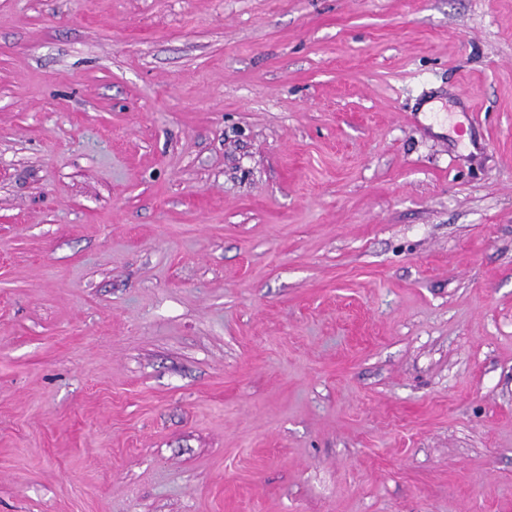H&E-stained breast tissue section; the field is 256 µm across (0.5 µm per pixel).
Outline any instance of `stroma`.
Segmentation results:
<instances>
[{"label": "stroma", "mask_w": 512, "mask_h": 512, "mask_svg": "<svg viewBox=\"0 0 512 512\" xmlns=\"http://www.w3.org/2000/svg\"><path fill=\"white\" fill-rule=\"evenodd\" d=\"M0 512H512V0H0Z\"/></svg>", "instance_id": "1"}]
</instances>
